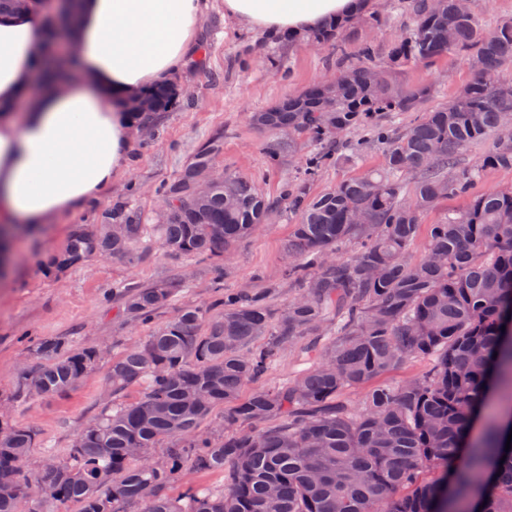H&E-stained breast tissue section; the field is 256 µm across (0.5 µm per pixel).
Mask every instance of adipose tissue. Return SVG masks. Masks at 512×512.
<instances>
[{
	"mask_svg": "<svg viewBox=\"0 0 512 512\" xmlns=\"http://www.w3.org/2000/svg\"><path fill=\"white\" fill-rule=\"evenodd\" d=\"M359 0H224L241 25L300 34L358 12ZM205 0H82L70 35L77 71L48 69L30 14L0 13V271L14 243L101 199L120 177L137 131L120 104L169 83L197 47Z\"/></svg>",
	"mask_w": 512,
	"mask_h": 512,
	"instance_id": "1",
	"label": "adipose tissue"
}]
</instances>
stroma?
Segmentation results:
<instances>
[{
  "label": "stroma",
  "instance_id": "obj_1",
  "mask_svg": "<svg viewBox=\"0 0 512 512\" xmlns=\"http://www.w3.org/2000/svg\"><path fill=\"white\" fill-rule=\"evenodd\" d=\"M364 14H376L379 27L348 28L341 45L312 48L300 39L270 37L225 18L224 0H207L202 45L206 52L198 66L181 76L182 93L177 108L156 116L149 130L140 133L126 171L101 200L45 225L40 233L22 241L18 262L8 285H0V400H13L12 421L33 426L39 443L28 467L39 470L45 451L67 453L75 436L99 412L108 395L107 364H100L66 394L46 398L13 399L16 371L35 368L34 350L47 338H65L78 347H109L121 351L149 336L153 326L169 321L187 306L207 307L220 294L241 290L266 293L274 314H281L295 290L283 278L284 254L297 218L279 199L295 179L306 154L314 145L307 136L285 148L287 134L264 131L250 121L309 85L325 80L336 69L341 54L357 58L362 42H373L374 65L390 67L403 86L428 85L433 94L424 104L433 109L452 100L467 83L469 68L462 56L448 54L431 64L390 60L392 48L410 32L412 18L398 0H365ZM350 140L360 143L362 157L339 160L311 185L320 193L337 183L382 168L384 147L373 130H351ZM220 139L216 166L231 176L252 181L276 201L268 224L240 242L224 259V278L215 281L212 264L197 255L161 247L157 226L164 221L165 206L158 188L178 178L208 140ZM126 203L137 223L149 230L136 258L94 256L60 273H48L38 264L63 250L74 225L101 224L117 203ZM181 281L170 305L159 311L153 325H143L123 311L117 288ZM334 327L322 335H309L281 354L258 382L278 389L309 368Z\"/></svg>",
  "mask_w": 512,
  "mask_h": 512
}]
</instances>
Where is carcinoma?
Returning <instances> with one entry per match:
<instances>
[{
  "label": "carcinoma",
  "instance_id": "carcinoma-1",
  "mask_svg": "<svg viewBox=\"0 0 512 512\" xmlns=\"http://www.w3.org/2000/svg\"><path fill=\"white\" fill-rule=\"evenodd\" d=\"M19 2L0 0V11H18ZM76 7L74 0L57 15L48 0H29L22 10L44 17V43L55 54ZM412 9L414 32L393 47V60L431 63L454 51L479 62L453 100L391 137L378 118L421 112L431 87L403 91L376 65L340 66L331 81L251 117L261 129L324 145L281 196L297 216L284 276L298 294L275 331L266 294L237 292L211 305L221 315L185 307L110 357L64 338L38 344L42 364L19 378L17 398L63 394L106 358L110 393L143 387L135 403L106 402L66 457L46 455L56 465L55 495L43 504L73 502L79 512H512L509 429L492 418L471 435L491 394H512V188L477 189L485 170L512 169V138L497 139L475 165L460 163L464 149L512 121V82L503 77L512 67V21L485 29L459 0H413ZM349 24L337 19L315 39L337 43ZM140 96L152 111L125 101L140 124L179 103L173 83ZM368 123L385 145L384 168L311 193L310 181L336 162L335 146ZM219 150L210 142L162 186L169 205L162 236L174 252L214 260L220 277L224 255L267 223L275 203L229 175L195 194L196 176ZM407 173L415 175L409 194ZM453 195L469 197L468 206L430 225L427 254L412 260L423 214ZM144 230L114 208L110 225H75L51 265L129 257ZM342 248L349 257L338 260ZM179 287L132 286L122 293L124 308L148 323ZM332 322L336 337L310 368L285 387L241 396L299 337ZM432 355L424 375L373 386L358 412L341 400L348 388ZM221 405L223 429L202 430ZM36 444L34 428L0 426V512H19L13 492L35 491L44 478L26 469ZM186 470H225L227 482L172 495Z\"/></svg>",
  "mask_w": 512,
  "mask_h": 512
}]
</instances>
